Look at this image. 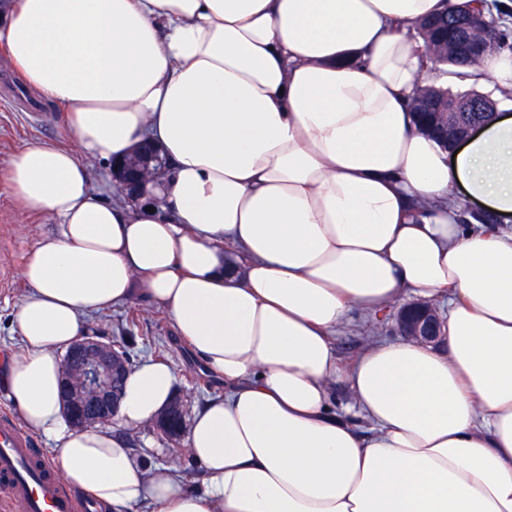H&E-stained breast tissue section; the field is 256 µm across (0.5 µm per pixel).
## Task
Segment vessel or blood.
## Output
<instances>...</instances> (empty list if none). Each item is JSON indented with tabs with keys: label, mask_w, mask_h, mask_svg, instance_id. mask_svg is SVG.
<instances>
[{
	"label": "vessel or blood",
	"mask_w": 512,
	"mask_h": 512,
	"mask_svg": "<svg viewBox=\"0 0 512 512\" xmlns=\"http://www.w3.org/2000/svg\"><path fill=\"white\" fill-rule=\"evenodd\" d=\"M0 492L20 512H95L90 501L66 489L33 439L7 413L0 415Z\"/></svg>",
	"instance_id": "vessel-or-blood-1"
}]
</instances>
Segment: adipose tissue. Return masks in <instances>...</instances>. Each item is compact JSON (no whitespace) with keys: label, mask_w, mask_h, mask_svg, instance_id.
I'll return each mask as SVG.
<instances>
[{"label":"adipose tissue","mask_w":512,"mask_h":512,"mask_svg":"<svg viewBox=\"0 0 512 512\" xmlns=\"http://www.w3.org/2000/svg\"><path fill=\"white\" fill-rule=\"evenodd\" d=\"M450 2L10 0L0 43L77 147L8 162L56 231L23 267L0 388L103 512H512V114L452 151L409 108L429 80L512 90V54L435 71L415 28ZM146 140L155 208L93 187L87 159ZM464 201L499 224L463 223ZM411 293L447 303L446 350L384 341L340 368L350 312ZM138 297L224 385L185 437L196 489L129 443L171 401L169 364L133 366L113 424L62 408L60 353Z\"/></svg>","instance_id":"1"}]
</instances>
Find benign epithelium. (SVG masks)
Returning a JSON list of instances; mask_svg holds the SVG:
<instances>
[{"instance_id":"benign-epithelium-1","label":"benign epithelium","mask_w":512,"mask_h":512,"mask_svg":"<svg viewBox=\"0 0 512 512\" xmlns=\"http://www.w3.org/2000/svg\"><path fill=\"white\" fill-rule=\"evenodd\" d=\"M483 14L470 12L462 15L455 31L472 30L483 26ZM444 51L467 56L473 60L484 54V45L448 38V26L438 19L424 22ZM415 104L421 112L433 114L432 135L448 148H456L480 126L478 121L464 122L458 117L460 106L436 96L432 87L418 92ZM138 158L124 164L117 175L122 192L129 198L142 195L143 186L155 178L164 167L159 150L151 144L137 148ZM399 332L423 345H437L446 341L443 319L436 306L429 302H414L401 308L396 315ZM131 360L116 344L91 337L70 346L61 363L60 394L64 413L71 427L83 430L95 425L114 422L119 411L121 385L125 381ZM156 429L166 433L168 440L178 441L184 433V410L181 400L172 403L154 420Z\"/></svg>"}]
</instances>
